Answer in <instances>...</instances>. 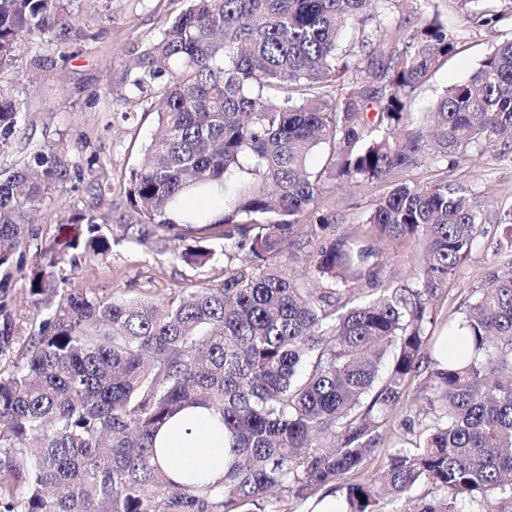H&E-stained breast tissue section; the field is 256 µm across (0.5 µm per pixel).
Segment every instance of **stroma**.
Returning <instances> with one entry per match:
<instances>
[{
    "instance_id": "35a3bbf8",
    "label": "stroma",
    "mask_w": 512,
    "mask_h": 512,
    "mask_svg": "<svg viewBox=\"0 0 512 512\" xmlns=\"http://www.w3.org/2000/svg\"><path fill=\"white\" fill-rule=\"evenodd\" d=\"M441 18L457 40L456 54L420 87L416 110H424L448 85L466 79L491 46L512 32V25L476 27L462 21L456 0H438ZM185 0H72L83 34L63 40L48 33L23 46L13 76L0 80V94L27 99L24 120L0 146V169L30 162L40 150H53L64 177L33 215L26 246L15 254L8 283L11 341L0 355V374L8 375L25 361L32 325L38 313L30 298L37 269V248L59 236V227L75 214L95 215L104 234L119 237L102 260L76 253L63 257L53 270L57 288H81L99 298L149 296L160 302L180 289L224 276V256L208 265L183 262L175 244L158 231L139 242L123 239L126 225L138 216L126 199L130 174L156 127V99L130 93L131 63L160 37L168 18L178 15ZM126 112L134 121H123ZM449 180L467 184L481 216L472 253L454 280L444 284L433 308L436 329L462 319L475 290L494 274L512 266V226L500 223L512 206V148L493 159L471 150ZM379 184L325 182L320 215L329 219L323 234L335 238L356 233L363 216L382 195ZM381 273L392 286H414L422 252L404 241H376Z\"/></svg>"
}]
</instances>
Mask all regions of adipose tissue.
Masks as SVG:
<instances>
[{
  "mask_svg": "<svg viewBox=\"0 0 512 512\" xmlns=\"http://www.w3.org/2000/svg\"><path fill=\"white\" fill-rule=\"evenodd\" d=\"M156 460L177 484L217 482L234 461L219 416L203 406L184 409L155 438Z\"/></svg>",
  "mask_w": 512,
  "mask_h": 512,
  "instance_id": "obj_1",
  "label": "adipose tissue"
}]
</instances>
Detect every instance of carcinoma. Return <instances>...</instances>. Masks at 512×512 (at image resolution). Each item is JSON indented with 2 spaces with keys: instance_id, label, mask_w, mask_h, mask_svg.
Wrapping results in <instances>:
<instances>
[{
  "instance_id": "1",
  "label": "carcinoma",
  "mask_w": 512,
  "mask_h": 512,
  "mask_svg": "<svg viewBox=\"0 0 512 512\" xmlns=\"http://www.w3.org/2000/svg\"><path fill=\"white\" fill-rule=\"evenodd\" d=\"M135 60L137 95L158 97V131L127 199L151 225L195 245L204 265L224 246V278L157 305L61 292L50 268L117 243L96 217L39 253L29 294L46 310L26 361L0 377V512H265L273 493L304 505L343 491L346 512H512V268L476 292L465 320L435 336L433 301L477 237L470 190L448 183L467 150L512 144V35L424 112L414 93L456 50L434 0H187ZM494 27L512 0H457ZM71 0H0V76L46 33L78 31ZM27 102L0 94V137ZM326 155L311 171L308 158ZM428 161L437 179L394 182ZM62 171L53 154L0 173V278L31 214ZM386 183L353 236L310 255L319 292L289 272L290 246L329 180ZM219 196L217 218L200 204ZM371 236L425 251L415 288H382ZM371 293L356 297L354 285ZM465 331L460 359L445 342ZM422 411L385 426L418 378ZM217 413L232 437L224 480L180 486L155 461V434L187 406ZM387 449L382 469L369 464ZM438 489L442 496L433 494Z\"/></svg>"
}]
</instances>
